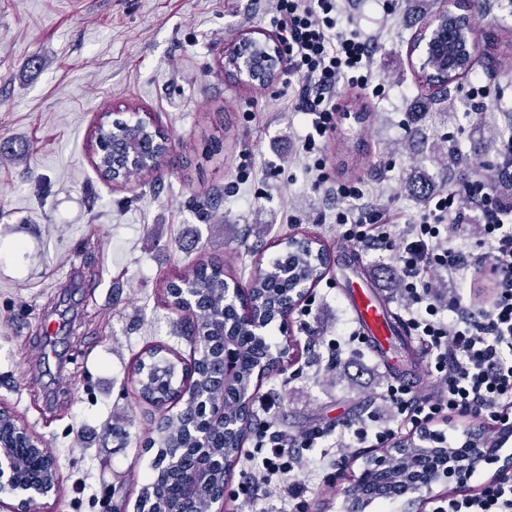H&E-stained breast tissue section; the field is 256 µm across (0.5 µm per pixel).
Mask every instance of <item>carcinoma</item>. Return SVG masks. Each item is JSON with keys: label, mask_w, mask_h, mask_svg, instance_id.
Wrapping results in <instances>:
<instances>
[{"label": "carcinoma", "mask_w": 512, "mask_h": 512, "mask_svg": "<svg viewBox=\"0 0 512 512\" xmlns=\"http://www.w3.org/2000/svg\"><path fill=\"white\" fill-rule=\"evenodd\" d=\"M479 45L471 38L470 55L462 62L444 70L425 71L421 81H448L455 84L467 78L474 70ZM100 149L96 167L108 179L126 180L134 175L152 171V156L169 150L168 140L162 139L154 126L146 121L127 122L116 119L96 129ZM135 141L142 148L141 162L135 166L126 163L128 143ZM407 190L418 202H426L436 191L432 178L421 172L407 184ZM284 254L265 270L262 280H254L256 288L257 316L270 326L281 319V312L293 303V288L296 283L318 281L329 265L326 250L310 238L293 237L284 241ZM195 296V313L190 316L189 334H194L195 324L208 325L214 332L207 344L202 338L194 340L195 385L200 397L177 399L178 362L154 360L161 347L146 351L133 366L132 378L139 383L142 399L155 404L159 419L154 428V437L149 444L159 448L151 472L140 487L138 498L146 507H156L183 496L182 467L198 465L211 473L208 485L189 503L194 512H209L215 495L224 493L226 477L239 462V453L244 441L255 426L256 416L252 407V393L256 368L269 362L273 355L281 352V346L266 336H254L236 323L235 310L225 289L231 287V275L224 272L218 262L199 260L185 278ZM232 340L240 344L241 361L238 379L233 384L221 380L224 373V342ZM159 396L177 402L179 409L170 413L164 405L155 402ZM224 405V420L214 422L209 418L207 405ZM15 415L0 407V441L11 445L26 466L37 465V457L24 443L13 437ZM445 449L414 446L412 463L419 466L424 460L440 459ZM373 491V499H387L390 490L397 484L388 476L369 475L361 483Z\"/></svg>", "instance_id": "1"}]
</instances>
